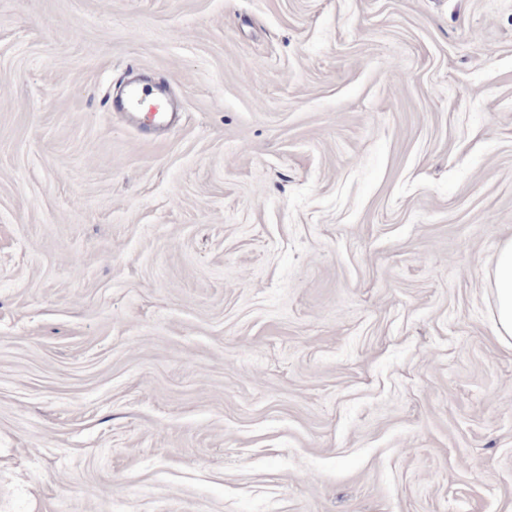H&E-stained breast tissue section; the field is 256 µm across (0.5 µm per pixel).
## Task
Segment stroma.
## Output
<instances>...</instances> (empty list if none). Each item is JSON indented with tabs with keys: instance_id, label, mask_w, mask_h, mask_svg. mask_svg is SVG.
Listing matches in <instances>:
<instances>
[{
	"instance_id": "obj_1",
	"label": "stroma",
	"mask_w": 512,
	"mask_h": 512,
	"mask_svg": "<svg viewBox=\"0 0 512 512\" xmlns=\"http://www.w3.org/2000/svg\"><path fill=\"white\" fill-rule=\"evenodd\" d=\"M511 238L512 0H0V512H512ZM112 110L123 112L127 125L144 138H163L179 120V112L165 91L146 82H129L120 95L112 98ZM495 288V335L500 342L512 344V240L502 244L493 261Z\"/></svg>"
}]
</instances>
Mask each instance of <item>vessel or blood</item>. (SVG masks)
I'll return each instance as SVG.
<instances>
[{
    "label": "vessel or blood",
    "instance_id": "b4317fda",
    "mask_svg": "<svg viewBox=\"0 0 512 512\" xmlns=\"http://www.w3.org/2000/svg\"><path fill=\"white\" fill-rule=\"evenodd\" d=\"M113 110L122 112L127 125L144 138H163L179 120L165 91L145 82L128 83L112 100Z\"/></svg>",
    "mask_w": 512,
    "mask_h": 512
}]
</instances>
